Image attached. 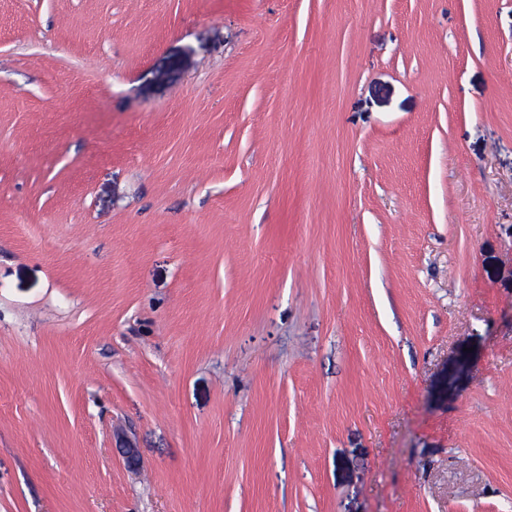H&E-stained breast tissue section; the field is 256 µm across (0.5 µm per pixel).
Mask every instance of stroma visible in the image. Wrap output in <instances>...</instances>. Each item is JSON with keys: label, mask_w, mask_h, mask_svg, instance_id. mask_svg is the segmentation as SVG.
Returning <instances> with one entry per match:
<instances>
[{"label": "stroma", "mask_w": 512, "mask_h": 512, "mask_svg": "<svg viewBox=\"0 0 512 512\" xmlns=\"http://www.w3.org/2000/svg\"><path fill=\"white\" fill-rule=\"evenodd\" d=\"M0 512H512V0H0Z\"/></svg>", "instance_id": "obj_1"}]
</instances>
